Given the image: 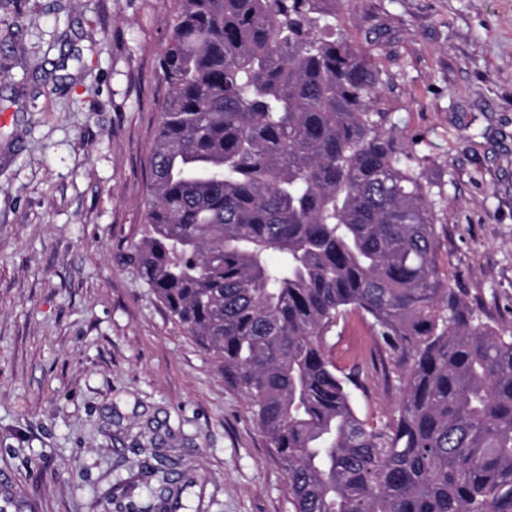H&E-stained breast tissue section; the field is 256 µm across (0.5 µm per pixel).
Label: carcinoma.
<instances>
[{
    "label": "carcinoma",
    "instance_id": "carcinoma-1",
    "mask_svg": "<svg viewBox=\"0 0 512 512\" xmlns=\"http://www.w3.org/2000/svg\"><path fill=\"white\" fill-rule=\"evenodd\" d=\"M176 2L129 261L246 398L294 512H512V334L438 262L386 72L335 0ZM352 312L397 382L384 423L326 353Z\"/></svg>",
    "mask_w": 512,
    "mask_h": 512
}]
</instances>
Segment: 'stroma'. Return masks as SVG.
I'll list each match as a JSON object with an SVG mask.
<instances>
[{
	"mask_svg": "<svg viewBox=\"0 0 512 512\" xmlns=\"http://www.w3.org/2000/svg\"><path fill=\"white\" fill-rule=\"evenodd\" d=\"M172 0H13L0 10V512H293L288 479L211 356L128 261L166 93ZM430 143L439 264L512 329V0H336ZM374 337L328 336L341 370ZM356 401L387 420L393 381ZM172 466L180 496L153 469Z\"/></svg>",
	"mask_w": 512,
	"mask_h": 512,
	"instance_id": "obj_1",
	"label": "stroma"
}]
</instances>
